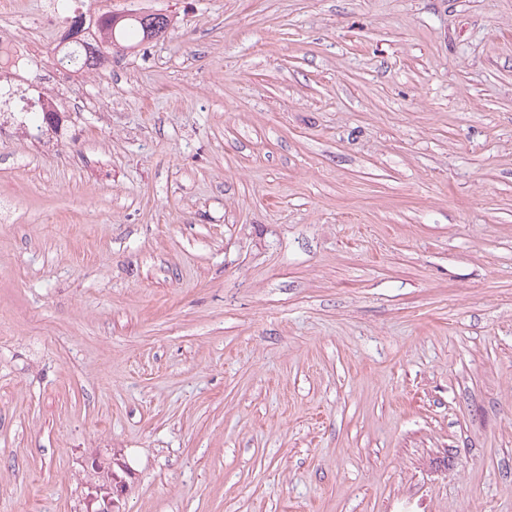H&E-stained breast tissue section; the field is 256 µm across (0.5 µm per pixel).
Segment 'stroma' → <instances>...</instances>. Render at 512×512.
Returning <instances> with one entry per match:
<instances>
[{
    "label": "stroma",
    "instance_id": "stroma-1",
    "mask_svg": "<svg viewBox=\"0 0 512 512\" xmlns=\"http://www.w3.org/2000/svg\"><path fill=\"white\" fill-rule=\"evenodd\" d=\"M69 2L172 22L0 116V512H512V0Z\"/></svg>",
    "mask_w": 512,
    "mask_h": 512
}]
</instances>
